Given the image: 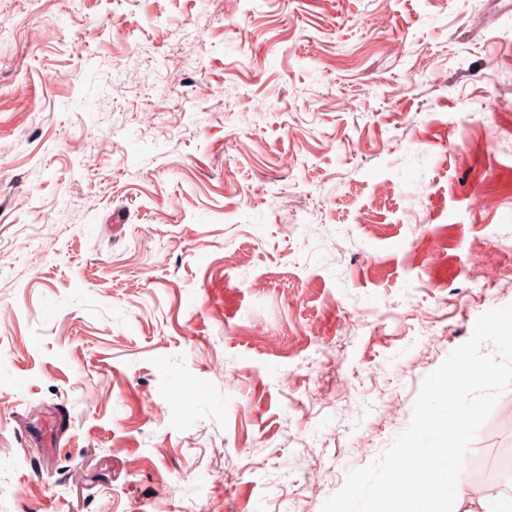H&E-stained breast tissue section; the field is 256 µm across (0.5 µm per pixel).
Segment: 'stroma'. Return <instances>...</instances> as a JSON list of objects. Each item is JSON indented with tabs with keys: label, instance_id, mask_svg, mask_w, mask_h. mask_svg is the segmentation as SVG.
I'll return each instance as SVG.
<instances>
[{
	"label": "stroma",
	"instance_id": "stroma-1",
	"mask_svg": "<svg viewBox=\"0 0 512 512\" xmlns=\"http://www.w3.org/2000/svg\"><path fill=\"white\" fill-rule=\"evenodd\" d=\"M506 311L512 0H0V512H363L459 361L488 497ZM45 432L41 427H30L27 425V431L38 434L49 454H54L59 448L61 441L70 428L69 415L66 417L65 411L53 412L51 416L45 419Z\"/></svg>",
	"mask_w": 512,
	"mask_h": 512
}]
</instances>
